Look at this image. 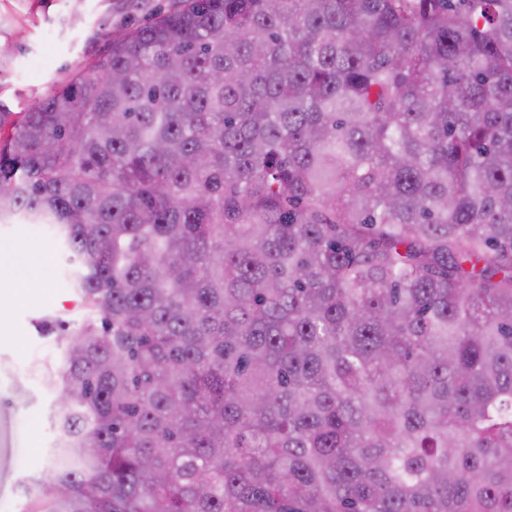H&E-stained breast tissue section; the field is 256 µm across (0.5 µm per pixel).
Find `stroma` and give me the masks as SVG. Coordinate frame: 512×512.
I'll list each match as a JSON object with an SVG mask.
<instances>
[{"label":"stroma","mask_w":512,"mask_h":512,"mask_svg":"<svg viewBox=\"0 0 512 512\" xmlns=\"http://www.w3.org/2000/svg\"><path fill=\"white\" fill-rule=\"evenodd\" d=\"M167 0H0V133L16 113L76 77L107 48L105 35L144 23ZM22 255V268L44 276L34 296L12 301L15 272L0 267V512H24L20 482L47 474L54 433V394L34 372L56 362L62 348L39 335L45 317L80 321L83 309L71 281L60 274L62 250L33 239L25 224L0 225V256Z\"/></svg>","instance_id":"obj_1"}]
</instances>
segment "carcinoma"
Returning <instances> with one entry per match:
<instances>
[{"label": "carcinoma", "mask_w": 512, "mask_h": 512, "mask_svg": "<svg viewBox=\"0 0 512 512\" xmlns=\"http://www.w3.org/2000/svg\"><path fill=\"white\" fill-rule=\"evenodd\" d=\"M85 315L25 512H512V0H171L0 136Z\"/></svg>", "instance_id": "carcinoma-1"}]
</instances>
